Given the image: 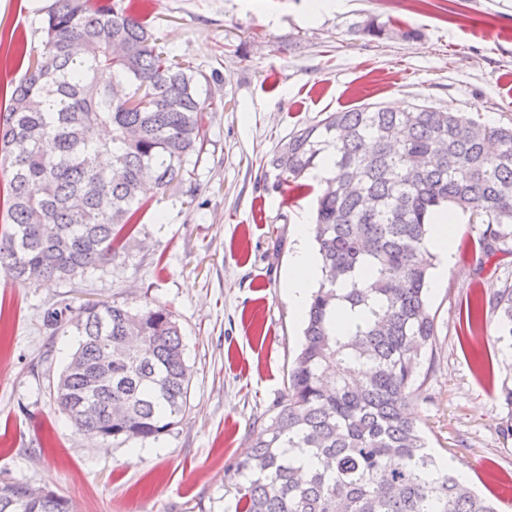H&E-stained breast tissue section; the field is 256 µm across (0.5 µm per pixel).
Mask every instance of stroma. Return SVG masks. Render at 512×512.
I'll list each match as a JSON object with an SVG mask.
<instances>
[{
    "label": "stroma",
    "instance_id": "stroma-1",
    "mask_svg": "<svg viewBox=\"0 0 512 512\" xmlns=\"http://www.w3.org/2000/svg\"><path fill=\"white\" fill-rule=\"evenodd\" d=\"M51 0H0V107L25 71L18 44L39 46ZM159 45L190 63L201 98L217 103L191 178L146 188L136 243L111 266L66 282L0 273V481L51 489L79 512H241L224 468L278 411L303 342L281 293L298 224L311 222L322 181L272 190L263 161L294 130L365 103L425 104L512 124V0H130ZM398 36L355 35L366 17ZM413 29V40L401 31ZM460 214L448 273L430 286L434 370L411 411L438 454L469 486L512 512V418L498 398L512 367L494 319L469 328L471 295L512 280V254L484 265ZM174 315L192 370L181 422L129 447L75 428L54 387L79 338L80 308L146 302ZM66 309L68 319L48 315Z\"/></svg>",
    "mask_w": 512,
    "mask_h": 512
}]
</instances>
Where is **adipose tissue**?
<instances>
[{
    "label": "adipose tissue",
    "mask_w": 512,
    "mask_h": 512,
    "mask_svg": "<svg viewBox=\"0 0 512 512\" xmlns=\"http://www.w3.org/2000/svg\"><path fill=\"white\" fill-rule=\"evenodd\" d=\"M311 235L310 225H298L293 255L283 281L288 301L299 318L305 315L311 292L323 276L321 263L309 244Z\"/></svg>",
    "instance_id": "1"
}]
</instances>
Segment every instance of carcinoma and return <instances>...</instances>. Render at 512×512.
I'll list each match as a JSON object with an SVG mask.
<instances>
[{
	"mask_svg": "<svg viewBox=\"0 0 512 512\" xmlns=\"http://www.w3.org/2000/svg\"><path fill=\"white\" fill-rule=\"evenodd\" d=\"M41 30V48H21L27 69L0 112L10 172L0 269L46 283L126 253L142 184L164 190L192 173L206 107L191 67L123 0H52ZM357 32L416 36L376 17ZM329 151L336 172L312 224L324 281L304 343L280 410L225 468L242 512H497L429 448L408 406L435 362L433 216L469 212L480 255L512 253V126L418 104L331 112L273 150V188ZM342 302L365 311L347 336L332 321ZM487 313L512 361V283L466 303L469 323ZM74 327L78 347L54 398L79 429L102 440L110 425L114 441L146 442L181 422L192 370L166 306L91 305ZM0 488V512H63L50 494L29 499L28 483Z\"/></svg>",
	"mask_w": 512,
	"mask_h": 512,
	"instance_id": "cac0c4a2",
	"label": "carcinoma"
}]
</instances>
